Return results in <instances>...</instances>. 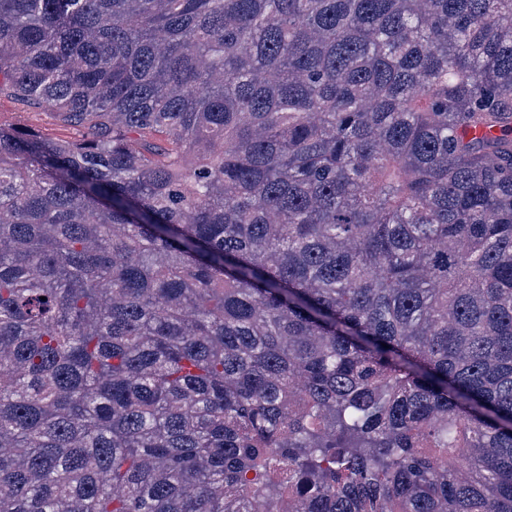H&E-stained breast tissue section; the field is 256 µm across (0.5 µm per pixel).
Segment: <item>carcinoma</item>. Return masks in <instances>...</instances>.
Listing matches in <instances>:
<instances>
[{
  "mask_svg": "<svg viewBox=\"0 0 512 512\" xmlns=\"http://www.w3.org/2000/svg\"><path fill=\"white\" fill-rule=\"evenodd\" d=\"M0 512H512V0H0ZM0 124L38 131L47 137L61 140H76L84 130L64 122L44 106H29L3 96L0 97Z\"/></svg>",
  "mask_w": 512,
  "mask_h": 512,
  "instance_id": "carcinoma-1",
  "label": "carcinoma"
}]
</instances>
